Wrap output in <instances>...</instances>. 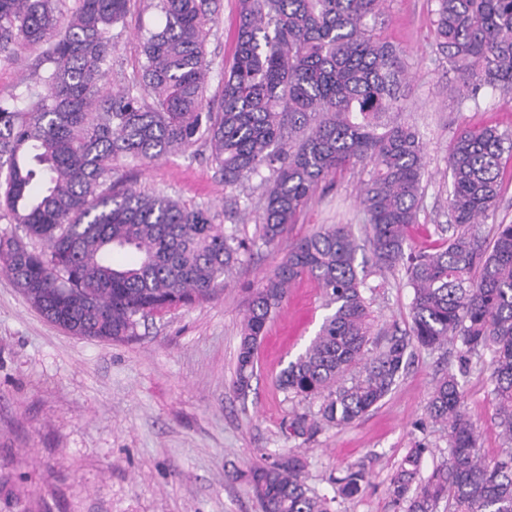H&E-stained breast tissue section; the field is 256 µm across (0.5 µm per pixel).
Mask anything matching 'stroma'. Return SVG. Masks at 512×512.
<instances>
[{"label":"stroma","mask_w":512,"mask_h":512,"mask_svg":"<svg viewBox=\"0 0 512 512\" xmlns=\"http://www.w3.org/2000/svg\"><path fill=\"white\" fill-rule=\"evenodd\" d=\"M217 24L206 53L216 69L231 59L237 0H216ZM434 0H384L368 18L376 33L400 48L409 70L405 100L391 123L419 132L426 153L415 250L439 248L448 234V146L462 128L493 126L512 132V104L482 96L457 102L452 75L435 44ZM159 0H131L112 28L117 44L106 62V87L134 83L145 62L142 41L163 27ZM39 48L0 62V100L35 83ZM118 175L145 193L166 192L188 206H210L217 223L237 227L244 247L223 291L190 306L139 322L135 336L100 341L66 333L27 301L0 269V512H261L248 481L251 467L289 451L306 460L305 485L329 497L332 512H404L389 493L407 451L423 446V474L448 457V430L432 420L427 403L437 380L456 374L466 411L487 458L512 451L498 427L491 396L490 354L462 361L459 347H414L393 390L350 425H321L314 437L293 433L294 415L317 418L320 402L282 391L280 371L318 332L328 313L314 280L303 277L270 320L255 361L251 387L233 386L240 336L253 288L296 241L331 224L348 225L360 248L372 329L408 330L412 290L403 271L375 267L365 245L359 203L369 169L348 168L323 180L294 224L268 244L262 238L261 177L235 187L196 144L151 163L120 159ZM362 464L368 481L351 498L338 496L334 479Z\"/></svg>","instance_id":"1"}]
</instances>
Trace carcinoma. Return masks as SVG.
<instances>
[{"mask_svg":"<svg viewBox=\"0 0 512 512\" xmlns=\"http://www.w3.org/2000/svg\"><path fill=\"white\" fill-rule=\"evenodd\" d=\"M73 2L0 0L1 61L47 44L39 85L20 102L0 101V218L40 243L37 250L0 238V260L36 309L73 336L121 340L142 318L212 298L239 262L242 244L214 223L210 207L125 185L115 177L120 158L159 160L204 140L226 186L271 170L267 243L328 175L370 164L361 197L368 241L379 268L404 270L410 329L368 348L356 245L347 226L334 224L293 244L252 291L236 389H249L267 324L306 275L333 311L277 378L285 392L321 399L320 421L296 417V435L361 418L391 392L411 344L434 349L456 339L466 355L491 353V394L512 443V224L498 225L491 245L473 231L500 195L512 134L456 133L448 150L452 235L435 252H406L426 161L412 127L383 120L401 98L406 63L366 23L382 0H239L217 106L207 97L212 0H160L165 25L144 38L136 85L115 94L104 90L103 65L130 0ZM434 15L437 51L456 75L448 90L511 102L512 0H435ZM427 411L448 427V462L425 477V449H410L391 483L394 501L405 512H435L444 498L448 512H512V452L494 461L481 453L456 375L437 381ZM304 470L290 453L250 472L263 512H331L330 500L309 494ZM366 482L365 468L351 467L335 478L336 493L353 497Z\"/></svg>","mask_w":512,"mask_h":512,"instance_id":"carcinoma-1","label":"carcinoma"}]
</instances>
